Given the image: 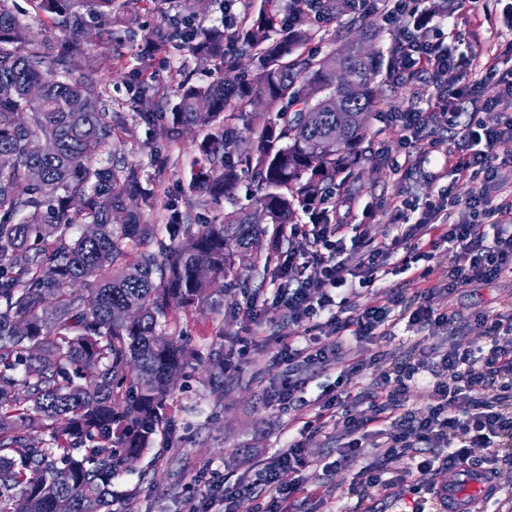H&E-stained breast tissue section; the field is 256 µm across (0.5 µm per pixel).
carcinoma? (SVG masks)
Masks as SVG:
<instances>
[{
  "label": "carcinoma",
  "instance_id": "1",
  "mask_svg": "<svg viewBox=\"0 0 512 512\" xmlns=\"http://www.w3.org/2000/svg\"><path fill=\"white\" fill-rule=\"evenodd\" d=\"M88 2L101 17L129 13L111 33L121 45L142 0ZM183 2L159 46L177 41L216 66L207 82L182 83L170 112L174 129L208 130L190 190L229 197L246 174L266 220L290 224L366 160L382 60L364 54L357 38L375 36L371 18L356 0H286L288 27L281 0H264L258 14H245L229 54L224 26L193 24L224 0ZM69 3L38 0L37 8L57 10L65 30L86 32ZM317 14L349 16L337 35L344 48H309ZM82 56L78 43L33 41L0 0V155L11 156L0 169V512H114L121 498L112 480L167 429L169 382L196 355L166 335L170 312L190 311L224 288L265 233L243 210L211 219L174 210L162 236L142 223L133 202L151 194L141 190V169L93 162L112 157L135 127L105 111L88 78L46 70L67 73ZM244 57L256 67L251 81L233 78ZM129 87L134 121L163 118L146 110L156 98L152 83L134 73ZM307 112L317 123L306 122ZM252 113L270 118L245 140L235 121ZM336 135V152L310 153L311 141ZM87 225L93 234L72 235ZM32 424L48 433L44 445L28 433Z\"/></svg>",
  "mask_w": 512,
  "mask_h": 512
}]
</instances>
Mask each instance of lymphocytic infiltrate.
<instances>
[{
	"label": "lymphocytic infiltrate",
	"mask_w": 512,
	"mask_h": 512,
	"mask_svg": "<svg viewBox=\"0 0 512 512\" xmlns=\"http://www.w3.org/2000/svg\"><path fill=\"white\" fill-rule=\"evenodd\" d=\"M414 0H393L382 5L380 18L397 25L406 14H413L411 27L399 28L400 52L397 64L409 72L431 74L433 80L424 90L432 105L431 111L415 109L399 111L407 145L424 137L436 117H443L467 150L456 153L441 142L432 143L434 152L447 158L456 179L493 184L495 197L485 193L471 195L465 202L477 223L455 219L448 190H441L429 200L421 217L410 232L394 236L368 254L366 260L346 267L336 256L344 240L360 247L366 231L346 238L343 225L333 223L331 213L343 197V187H336L330 198L322 202L312 225L291 227L292 247L274 277L286 281L288 287L277 297L278 305L288 312L297 328L298 340L279 355L288 367V376L281 387L270 392L272 405L300 406L297 393L302 381L300 369L334 364L343 356L339 341L317 336L312 324L318 313L328 312L330 323L348 332L356 342H371L390 335L400 321L446 327L451 315L434 313L418 297L407 298L394 293L379 303L356 309L353 315L338 318L333 309L334 294L348 283L362 288L374 287L387 262L399 251H414L419 241L431 247L452 243L448 253V290L454 291L478 281H488L503 272L512 273V192L505 191L499 180L502 167H512V158L497 155V143L512 137V70L498 73L497 60L486 56L481 65L489 74L500 77L507 91L502 108L509 116L502 123L489 126L478 112L468 111L467 103L475 99V87L461 84L458 65L441 41L442 28L430 15L414 13ZM490 223L493 232L485 234L482 225ZM481 327L482 343L454 344L446 352L419 351L404 360L385 362L381 372V390L369 397L370 414L357 418L344 414L343 426L349 440L337 451V461L350 464L360 458L364 448L373 446L383 451L384 462H391L400 451H413L417 457L407 475L424 482L435 470L448 473L444 483L429 485L432 496L447 491L450 481L466 472L498 475L501 458L512 461V314L476 317ZM434 379L432 394L435 405L426 416L406 410L410 384L421 374ZM308 461L303 442L289 441L287 448L268 456L260 465L256 481L244 490L218 491L211 488L201 502H189L187 512H289L290 500L298 486H281L283 470H302Z\"/></svg>",
	"instance_id": "f902f5d3"
}]
</instances>
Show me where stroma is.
<instances>
[{"label": "stroma", "instance_id": "obj_1", "mask_svg": "<svg viewBox=\"0 0 512 512\" xmlns=\"http://www.w3.org/2000/svg\"><path fill=\"white\" fill-rule=\"evenodd\" d=\"M449 5L451 13L444 25L448 32V51L463 60L461 69L467 81L476 83L480 100L498 96L496 78L487 76L476 65H466L475 46L496 52L500 69L512 68V0H479L477 5H459L458 0H422L423 8L433 10ZM11 8L30 27L35 41L65 39L59 25L60 17L52 11L35 12L30 0H11ZM89 26L99 31L101 38L85 43L84 48L93 74L92 87L107 111L128 116L126 101L130 96L128 79L132 73L144 70L152 76L159 97L176 103L180 82L191 79L200 84L210 76L207 65L179 49L171 50L166 58H150L142 51L145 42L156 33L168 30L167 14L162 13L156 0H142L134 34L122 46L108 41L112 21L108 18H89ZM381 95L379 115L371 124V135L365 143L367 159L358 169L348 193L349 206L332 213L339 224H358L365 212H373L369 231L374 242L384 243L405 233L407 222L417 219L426 202L436 196L441 183L435 174L444 163L443 156L432 155L430 163L413 170L405 180L390 175V160H404V131L391 121L396 108H426L420 99V79H399L389 71L377 78ZM202 137L199 128L191 127L173 135L144 124L135 129V136L118 147V160L139 166L143 171L142 186L155 190L157 203L144 208L143 221L162 225L171 206L186 207L191 196L189 189L197 170L196 143ZM161 141L160 156H151L145 149L147 141ZM402 197L412 210L408 217H399L386 207V200ZM291 242L290 226L270 224L253 249V264L244 268L241 276L227 283L223 291L211 294L207 301L191 311L173 310L166 326L167 334L192 348L208 353L209 349H224V383L213 387L207 362L189 363L182 375L174 380L168 398L172 418L171 437L156 436L152 448L132 462L114 483L115 490L129 492L130 497L120 505V512H185L190 499L200 497L207 484L253 482L260 462L279 449L290 438L304 440L310 462L301 471H283L282 485L295 483L304 487L292 499L294 512H359L369 507L371 512H432L433 501L426 489L403 488L399 499H391L382 487H374L370 499L359 502L353 487L358 481L360 467L375 462L379 451L367 448L365 456L350 466H337L336 450L346 436L341 424L327 419L324 428L312 433L304 423L309 410L281 411L267 405L264 394L285 379L287 367L277 354L295 342L294 328L288 315L272 307L277 285L263 273L266 256L272 249L287 250ZM415 270L427 271L425 281L430 292L429 305L435 312L453 314L448 329L421 327L400 323L393 336L373 342L356 343L344 337L346 358L372 360L384 354L403 358L410 352L427 347L448 349L453 342H468L478 336L474 317L478 313L512 312V273H503L489 282H477L450 293L444 285L448 280V247L421 246L415 253ZM398 260H390L374 290L361 288L344 290L349 305L364 307L378 303L385 293L396 291L413 296L416 288L410 285L409 274L398 271ZM269 300L265 316L251 322L245 309L253 297ZM340 366L306 372L302 395L307 400L331 398L337 389L344 388L357 396L350 405L353 415L363 417L369 409L363 397L376 392L377 373L367 370L356 380L340 378Z\"/></svg>", "mask_w": 512, "mask_h": 512}]
</instances>
